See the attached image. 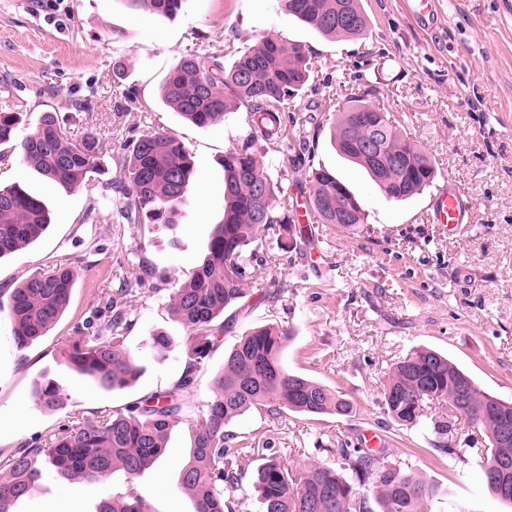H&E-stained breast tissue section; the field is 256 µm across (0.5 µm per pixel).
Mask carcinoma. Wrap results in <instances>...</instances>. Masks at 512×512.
Returning a JSON list of instances; mask_svg holds the SVG:
<instances>
[{"mask_svg": "<svg viewBox=\"0 0 512 512\" xmlns=\"http://www.w3.org/2000/svg\"><path fill=\"white\" fill-rule=\"evenodd\" d=\"M150 13L171 16L181 0H133ZM280 9L324 36H365L369 20L361 0H278ZM314 64L311 51L299 43L285 44L273 37L256 40L229 65L213 54L182 57L167 74L163 102L192 123L204 127L224 121L226 113L241 107L256 135L224 154V219L214 226L202 264L184 280L176 281L169 309L188 331L186 362L171 389L102 414L94 420L75 418L44 441L27 444L0 459V512L27 496L45 472L71 481L103 483L116 471L134 479L151 469L164 455L169 430L186 421L192 428L189 460L179 473L181 488L194 501V512H224L225 495L235 491L247 448L234 447L227 427L256 409L278 415L283 410L309 416H347L352 403L324 384L288 370L282 356L288 331L261 326L245 331L224 353V366L210 384V395L197 411L188 412L184 392L195 373L215 350L227 329L224 310L252 297L248 284L255 262L262 259L259 242L267 235L283 250L302 253L315 236L312 224H298L288 204L277 196L278 180L269 171L264 154L254 147L256 137L273 141L284 123V105L308 83ZM370 92L352 95L332 127L338 154L361 167L390 201H405L434 184L438 167L408 133L386 112L367 99ZM15 113L0 111V146L17 150L21 159L43 178L67 189L80 188L97 173L103 143L92 133L75 142L62 130L53 112H44L38 127L17 136ZM379 136L376 155L364 144ZM124 172L120 189L127 203L122 217L129 224L178 223L186 204L192 166L190 155L174 137L146 133L116 157ZM308 204L320 224L355 230L366 223L365 210L336 172L313 168L307 173ZM345 214L340 219L338 215ZM50 224L44 202L18 185L0 186V258L36 241ZM76 273L61 264L36 273L9 294L7 317L12 338L24 348L45 335L69 305ZM110 315L88 321L67 342L62 358L67 366L105 391L130 388L141 365L123 346L129 313L109 300ZM171 339L160 332L146 348L157 359L169 353ZM468 389L466 405L458 406L461 386ZM35 405L46 413L63 408L59 385L46 380L35 386ZM446 403L484 436L481 478L500 495L486 470L500 458L512 459V439L501 434L512 424V403L484 391L448 357L418 348L394 364L382 391L384 409L395 422L414 427L427 417L441 439L453 424L427 416V403ZM332 466L310 461L295 469L269 457L253 474V488L264 512H372L357 497L355 485L370 483L379 512H428L439 487L389 460L382 451L339 449ZM97 512H150L134 485L125 494L100 502Z\"/></svg>", "mask_w": 512, "mask_h": 512, "instance_id": "cac0c4a2", "label": "carcinoma"}]
</instances>
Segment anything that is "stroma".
Wrapping results in <instances>:
<instances>
[{
    "label": "stroma",
    "mask_w": 512,
    "mask_h": 512,
    "mask_svg": "<svg viewBox=\"0 0 512 512\" xmlns=\"http://www.w3.org/2000/svg\"><path fill=\"white\" fill-rule=\"evenodd\" d=\"M366 38L329 39L294 17L278 0H182L167 18L130 0H0V98L19 113V135L32 132L42 113H57L68 137L98 134L109 155L104 171L80 188L50 184L18 156L0 168V184H19L51 211L47 232L0 258V289L66 263L77 274L69 307L30 346L15 345L0 312V455L45 440L71 417L95 419L172 388L185 366L187 331L168 307L170 282L200 265L215 224L224 214L226 151L249 134L245 110L222 123L198 127L166 106L161 84L184 55L213 52L234 60L257 39L275 36L306 45L314 74L301 96L285 106L277 143L265 161L278 176L279 197L307 190L313 166L335 170L360 198L364 226L345 231L316 227L318 269L296 253L265 243L266 262L252 288H277L278 299L224 312L230 327L187 391L190 407L203 404L224 353L249 328L290 330L284 353L289 370L344 394L348 416H271L250 411L230 426L250 447L241 459L231 512H263L252 474L266 450L294 467L308 460L335 463L342 445H357L364 430L382 437L391 461L437 483L431 512H512L483 484L478 450L484 442L456 420L439 450L428 424L406 428L387 416L381 391L392 365L428 347L448 355L486 392L512 401V0H443L437 24L412 22L404 0H362ZM124 68V79L114 76ZM372 89L373 100L425 148L473 207L457 235L430 223L429 193L391 202L370 178L334 150L329 125L351 94ZM160 131L178 139L194 163L188 202L175 230L126 224L115 193L122 172L114 152L140 135ZM121 296L132 319L124 344L143 367L128 389L103 391L63 364L62 345ZM173 340L166 359H153L146 339ZM53 379L68 401L62 410L36 408V383ZM192 446L187 423L168 435L163 459L135 481L117 471L103 483H73L48 473L15 512H96L101 499L135 485L153 512H192L179 470Z\"/></svg>",
    "instance_id": "obj_1"
}]
</instances>
